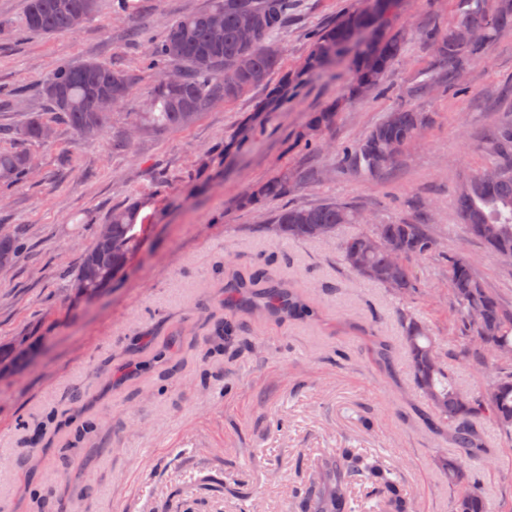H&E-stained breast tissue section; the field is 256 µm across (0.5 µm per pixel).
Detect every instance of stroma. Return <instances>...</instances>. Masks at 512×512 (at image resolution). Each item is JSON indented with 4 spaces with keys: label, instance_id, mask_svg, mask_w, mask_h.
I'll list each match as a JSON object with an SVG mask.
<instances>
[{
    "label": "stroma",
    "instance_id": "stroma-1",
    "mask_svg": "<svg viewBox=\"0 0 512 512\" xmlns=\"http://www.w3.org/2000/svg\"><path fill=\"white\" fill-rule=\"evenodd\" d=\"M357 2L295 0L277 37L283 65L297 66L311 32ZM207 5L100 0L78 29L43 37L20 25L27 0H0V100H13L0 107L1 127L47 113L33 88L59 63L92 59L132 81L109 131L86 141L56 123L52 142L33 148L37 173L0 185V224L21 225L28 244L0 276V347H34L29 360L0 373V512H300L318 462L346 448L380 459L414 512H451L456 491L439 465L450 452L447 435L427 427L429 403L403 355L380 367L356 333L363 326L395 344L403 317L414 316L461 387L479 392L487 376L460 351L444 261L415 260L420 290L404 301L343 264L340 247L361 225H339L326 240L287 241L268 224L280 207L328 199L377 224L425 222L441 249L463 253L512 307V268L466 234L455 202L487 160L484 137L512 114V29L467 65V94H421L434 57L415 32L453 24L460 0H404L400 20L414 35L389 74L391 95L345 106L318 153L292 143L310 113L340 96L350 71L309 79L228 158L224 141L261 89L213 102L189 127L113 147V131L133 122L156 80L142 63L147 41ZM399 96L431 124L391 170L348 171L340 147L381 122ZM283 171L286 196L259 210L238 207L251 184ZM132 196L144 201L141 244L125 274L94 298L70 297L67 271L97 224ZM259 269L301 289L315 317L278 320L225 307L224 271L247 277ZM479 429L485 452L470 476L489 512H512V445L490 422Z\"/></svg>",
    "mask_w": 512,
    "mask_h": 512
}]
</instances>
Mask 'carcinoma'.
<instances>
[{
    "mask_svg": "<svg viewBox=\"0 0 512 512\" xmlns=\"http://www.w3.org/2000/svg\"><path fill=\"white\" fill-rule=\"evenodd\" d=\"M291 0H209L208 6L173 22L159 42L145 55L147 67L161 69L169 62L179 65L181 80L170 83L161 79L154 85L143 111L136 113L133 127L145 134L156 130L182 129L193 124L200 113L216 99H236L254 87L263 89L252 113L244 116L235 136L224 141L223 153L237 152L253 130L268 114L285 108L305 81L315 75L329 74L336 66L347 67L353 75L349 97L356 96L359 83H371V92H390L386 78L402 57L407 34L392 25L401 9V0H362L336 19L312 32L306 56L296 68H285L281 50L274 37L288 23ZM60 0H28L23 17L24 29L32 34L55 35L72 30L68 14ZM447 29L435 26L419 31L421 39L436 48L435 67L429 79L419 87L438 84L449 90L459 89L455 67L478 57L498 35L512 29V0H467ZM250 12L256 19L258 33L250 45L240 42L238 14ZM224 13V42L212 43L206 27L208 15ZM484 31L485 42L469 44L456 34L469 30ZM276 78H271V75ZM96 83L112 85V95L122 104L131 95L129 75L113 66L94 60L59 64L39 85L38 94L52 112L62 119L82 140H93L104 132L96 124L93 89ZM66 95L61 106L51 88ZM338 99L329 107L313 113L305 129L295 138L303 150L322 148L319 134L331 128L342 109ZM429 117L407 101L400 100L386 118L361 140L341 148L342 163L359 175L387 171L396 163L406 145L415 141ZM49 123L34 116L22 128H0V137L12 136L29 143H45L43 129ZM484 149L488 163L461 186L456 206L467 235L480 241L497 260L512 266V119L500 123L488 134ZM37 157L27 150L0 147V183L11 184L28 178L36 168ZM496 172L490 181L482 172ZM288 193V175L280 174L252 184L241 195V208H256ZM141 203L133 202L112 210L104 224L98 225L93 242L83 251L79 264L69 274L68 287L75 296L91 299L112 287L127 268L138 249L134 232ZM362 212L341 201H327L315 206L290 207L276 212L271 223L278 225L283 239H319V227L359 224ZM381 239L370 244L369 239ZM23 235L19 227L0 225V259L15 263ZM405 245L395 253L390 243ZM343 263L356 275L379 282L401 297L417 293L419 284L412 261L440 256L448 262V286L457 312L462 352L473 353L490 364V383L477 395L467 393L449 377L438 347L424 324L408 318L403 324L401 344L419 389L428 400L437 423L448 426V439L458 451L442 460L441 469L448 484L458 488L452 500V512H487L480 485L469 481L470 462L484 451L477 433L483 420L492 422L512 440V309L497 293L487 287L469 260L459 252L448 254L438 249L435 238L418 224H375L369 231L347 238L341 247ZM224 302L243 309H257L290 320L315 315L304 294L283 282L259 272L251 278L231 277L224 282ZM372 351L385 363L392 348L386 339L374 336ZM32 347L0 348V366L7 368L28 359ZM362 475L373 484L387 512H412L406 490L389 479L384 466L376 461L364 466L345 452L334 464L323 466L320 481L310 485L299 502L301 512H350L349 491L353 474Z\"/></svg>",
    "mask_w": 512,
    "mask_h": 512,
    "instance_id": "cac0c4a2",
    "label": "carcinoma"
}]
</instances>
